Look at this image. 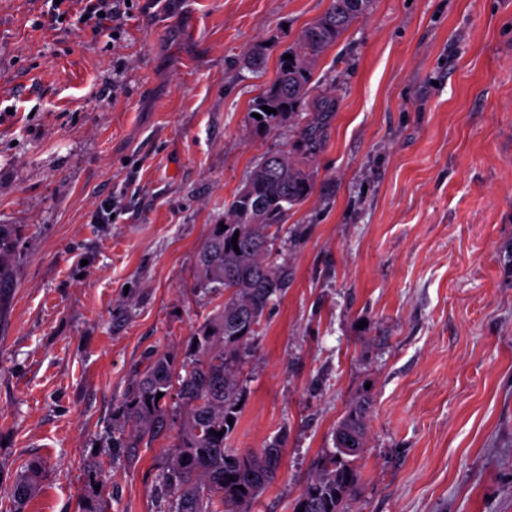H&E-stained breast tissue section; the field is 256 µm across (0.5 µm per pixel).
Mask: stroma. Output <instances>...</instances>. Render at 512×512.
<instances>
[{"instance_id": "stroma-1", "label": "stroma", "mask_w": 512, "mask_h": 512, "mask_svg": "<svg viewBox=\"0 0 512 512\" xmlns=\"http://www.w3.org/2000/svg\"><path fill=\"white\" fill-rule=\"evenodd\" d=\"M329 0H0V224L22 229L0 313V512H162L176 431L129 451L119 410L148 352L184 356L224 302L199 247L268 152L314 182L277 242L290 282L247 346L229 447L282 442L250 512H292L370 398L349 512H512V0H373L315 62L316 150L249 118ZM267 63H246L253 44ZM111 202V223L93 222ZM126 0H81L80 3L84 4L80 11L79 22L84 26L91 28L95 34L103 31L107 21L112 23L120 19V15L125 12L122 11L121 6L125 5ZM103 11L104 15H99ZM88 15V19L84 16ZM43 465L39 462H30L16 477L11 487V498L16 511L28 501L39 486Z\"/></svg>"}]
</instances>
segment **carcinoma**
<instances>
[{
	"instance_id": "cac0c4a2",
	"label": "carcinoma",
	"mask_w": 512,
	"mask_h": 512,
	"mask_svg": "<svg viewBox=\"0 0 512 512\" xmlns=\"http://www.w3.org/2000/svg\"><path fill=\"white\" fill-rule=\"evenodd\" d=\"M370 6L371 0H330L323 15L284 50L292 58H279L275 80L254 99L250 112L261 115L252 118L256 127L270 131L303 111L314 62L354 21L367 15ZM265 106L275 112L266 113ZM271 157L255 165L234 196L224 214L227 229L212 225L196 255L194 290L228 294L224 307L189 337L183 358L169 352L150 356L122 406L123 422L131 427L128 448L179 425L177 443L159 475L167 512H249L277 473L279 440L258 451L227 447L240 415L238 375L247 343L258 332L272 297L288 285V267L277 262L276 244L288 212L313 189L310 173L290 153ZM236 233L237 252L232 244ZM19 240V225L0 224V309L16 286ZM370 409V400L363 398L346 411L334 432L335 451L323 458L293 512H346L348 497L360 481L355 460L365 446ZM219 432L223 436H217ZM42 470L41 463L32 461L16 477L11 487L15 508L35 493Z\"/></svg>"
}]
</instances>
